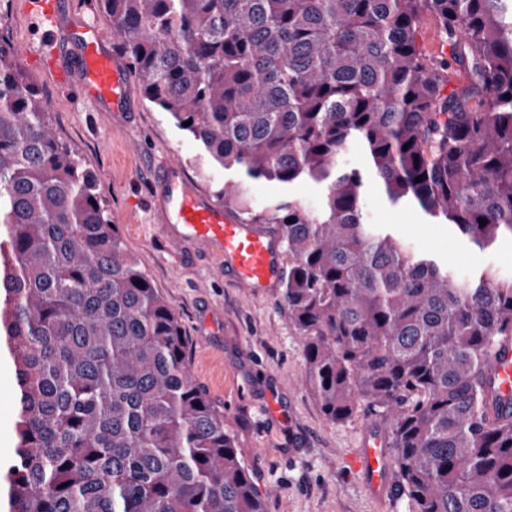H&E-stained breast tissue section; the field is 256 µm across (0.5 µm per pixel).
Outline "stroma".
Listing matches in <instances>:
<instances>
[{
    "instance_id": "obj_1",
    "label": "stroma",
    "mask_w": 512,
    "mask_h": 512,
    "mask_svg": "<svg viewBox=\"0 0 512 512\" xmlns=\"http://www.w3.org/2000/svg\"><path fill=\"white\" fill-rule=\"evenodd\" d=\"M5 34L17 49V63L33 82L51 114L55 133L95 171L112 221L128 252L174 304L188 342L192 379L224 415V427L265 491V512H407L388 448L382 419L355 416L334 423L301 381L302 339L288 318L280 291L246 288L208 250L187 252L161 238L152 222L151 178L164 161L180 164L186 176L213 194L224 182L241 179L236 170L205 174L193 163L197 144L131 81L129 109L99 112L71 87L46 71L52 51L45 25L25 0L0 6ZM369 223L392 225L417 251L447 264L459 276L482 266L512 273V239L482 251L448 226L425 223L418 207H392L382 193L364 195ZM14 369L0 362V458L14 452ZM383 450L382 490H374L365 469L350 459L368 445Z\"/></svg>"
}]
</instances>
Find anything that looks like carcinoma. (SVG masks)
Segmentation results:
<instances>
[{
    "label": "carcinoma",
    "mask_w": 512,
    "mask_h": 512,
    "mask_svg": "<svg viewBox=\"0 0 512 512\" xmlns=\"http://www.w3.org/2000/svg\"><path fill=\"white\" fill-rule=\"evenodd\" d=\"M98 2L198 165L318 186L315 207L218 193L274 225L303 381L327 419L388 423L408 512H512V393L492 377L512 350V276L459 279L362 208L374 184L481 250L512 237V0ZM428 14L463 87L417 43ZM16 57L0 27V351L17 408L0 512H263L190 376L174 304ZM352 143L365 172L340 165Z\"/></svg>",
    "instance_id": "1"
}]
</instances>
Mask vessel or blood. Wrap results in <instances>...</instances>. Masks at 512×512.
<instances>
[{
    "mask_svg": "<svg viewBox=\"0 0 512 512\" xmlns=\"http://www.w3.org/2000/svg\"><path fill=\"white\" fill-rule=\"evenodd\" d=\"M111 32L86 26L76 37V56L56 55L60 81L75 86L97 107L112 112L127 109L128 63L105 51ZM153 215L163 238L177 246L189 244L214 251L241 285L256 290L277 287L283 277L278 244L229 214L174 162L158 168L153 180Z\"/></svg>",
    "mask_w": 512,
    "mask_h": 512,
    "instance_id": "1",
    "label": "vessel or blood"
}]
</instances>
